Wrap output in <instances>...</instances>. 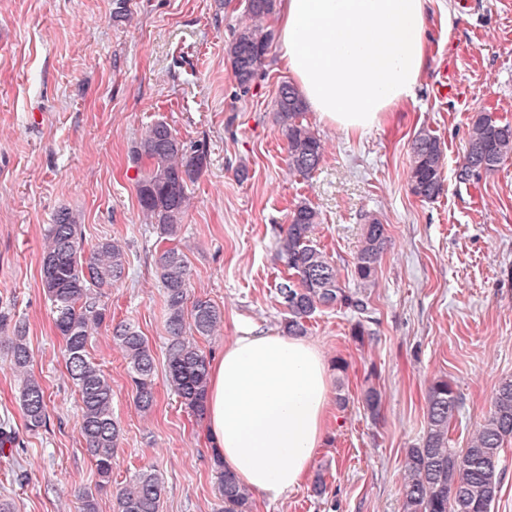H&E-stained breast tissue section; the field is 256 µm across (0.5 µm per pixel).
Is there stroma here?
Here are the masks:
<instances>
[{
	"instance_id": "35a3bbf8",
	"label": "stroma",
	"mask_w": 512,
	"mask_h": 512,
	"mask_svg": "<svg viewBox=\"0 0 512 512\" xmlns=\"http://www.w3.org/2000/svg\"><path fill=\"white\" fill-rule=\"evenodd\" d=\"M245 0H0V299L27 328L29 372L49 399V421L27 431L18 402L20 375L0 341V419L19 434L18 452L0 458V496L14 512H81L79 493L98 476L80 433V399L68 377L63 341L43 292L40 259L48 224L61 208L80 215L85 245L105 238L128 245L122 284L103 289L111 317L89 353L112 385L122 436L111 489L97 512H116L113 489L156 465L165 484L162 512H221L213 444L194 415L156 381V404H134L127 364L112 341L127 320L165 366L164 293L156 275L152 225L141 223L131 148L142 130L166 121L186 145H205L208 164L187 189L192 198L179 247L192 296L224 312L217 335L199 339L209 358L243 329L280 333L285 315L275 290V248L298 201L320 214L310 235L354 287L353 261L363 217L387 226L388 248L369 289L373 340L357 343L342 308L309 321L307 341L329 367L328 435L309 484L252 512H401L407 448L426 427L429 385L448 380L461 398L449 445L466 447L490 409L500 380L512 377V158L475 184H461L471 121L489 112L512 124V0H431L428 68L413 101L392 119L349 137L304 121L326 151L310 176L289 174L284 138L271 106L288 75L272 46L248 92L227 64ZM430 128L446 153L443 189L432 201L407 185L409 145ZM246 177H238V167ZM375 386L379 419L361 402Z\"/></svg>"
}]
</instances>
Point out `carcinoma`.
Masks as SVG:
<instances>
[{"label": "carcinoma", "mask_w": 512, "mask_h": 512, "mask_svg": "<svg viewBox=\"0 0 512 512\" xmlns=\"http://www.w3.org/2000/svg\"><path fill=\"white\" fill-rule=\"evenodd\" d=\"M277 0H246L245 22L234 30L226 49L227 63L238 87L248 91L274 43L272 19ZM306 106L288 82L279 86L272 120L286 141L288 171L307 176L323 160L321 139L306 124ZM410 192L433 200L441 192L445 149L440 139L422 128L410 145ZM512 157V125L480 112L473 119L457 180L468 184L498 170ZM132 159L143 174L137 183L142 221L156 226L160 246L154 264L166 301L167 364L165 382L196 415L205 411L209 359L195 337H208L224 321V312L206 298L189 300L190 273L184 254L167 242L177 239L190 207L187 183L207 167L204 148L188 150L175 130L164 121L143 129L132 147ZM319 213L308 203L294 205L288 224L276 245L277 259L288 270L277 294L286 309L284 333L302 336L307 323L324 308L343 307L366 311L364 293L376 285L378 268L387 250V229L374 215L364 217L362 244L354 261L357 287L342 286L336 267L310 234ZM126 244L102 240L87 249L80 215L64 208L57 212L45 233L40 275L45 296L56 314L54 325L65 343L66 370L81 399L80 430L99 481L95 490L81 494L82 512H96L94 493L110 486L112 460L121 437L112 413V386L91 361L87 350L95 331L105 322L107 310L93 290L112 287L126 277ZM10 310H0V331L13 326L9 340L11 362L23 376L20 409L32 432L47 425L48 397L42 384L28 373L31 351L26 326L12 322ZM112 338L124 354L127 373L138 410L149 413L155 405L156 366L148 340L126 321L113 326ZM366 412L376 420L382 395L374 387L362 395ZM461 406L451 383L439 379L426 392L427 426L419 443L406 451L402 487V512H490L500 492L501 453L512 439V377L494 388L491 406L467 447H448L450 425ZM219 493L222 512H252L253 493L223 470L220 459ZM165 487L155 466L145 467L116 494L117 512H159Z\"/></svg>", "instance_id": "obj_1"}]
</instances>
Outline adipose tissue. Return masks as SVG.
Listing matches in <instances>:
<instances>
[{
    "instance_id": "adipose-tissue-1",
    "label": "adipose tissue",
    "mask_w": 512,
    "mask_h": 512,
    "mask_svg": "<svg viewBox=\"0 0 512 512\" xmlns=\"http://www.w3.org/2000/svg\"><path fill=\"white\" fill-rule=\"evenodd\" d=\"M429 0H279L280 64L320 122L348 135L412 101L429 53ZM328 368L312 343L244 332L209 367L206 432L226 470L276 502L327 438Z\"/></svg>"
}]
</instances>
